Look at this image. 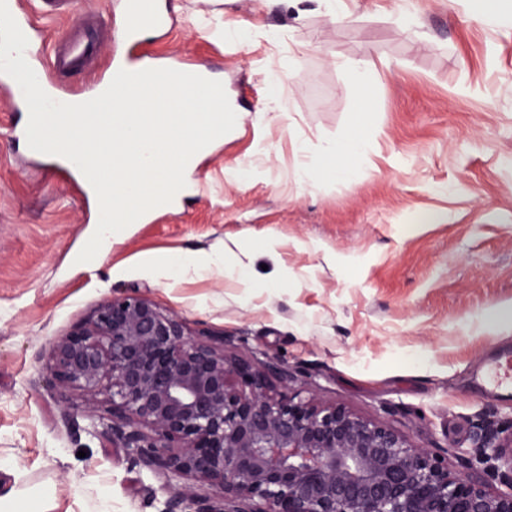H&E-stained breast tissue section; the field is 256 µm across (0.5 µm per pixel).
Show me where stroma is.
<instances>
[{"label": "stroma", "instance_id": "stroma-1", "mask_svg": "<svg viewBox=\"0 0 512 512\" xmlns=\"http://www.w3.org/2000/svg\"><path fill=\"white\" fill-rule=\"evenodd\" d=\"M172 28L143 41L225 79L234 129L197 161L199 193L133 222L92 261L96 230L79 183L14 137L24 107L0 85V480L50 482L60 512H161L174 480L94 433L104 398L51 387L48 343L99 301L136 292L228 358L287 366L304 396L386 423L447 455L512 400L474 383L512 348V23L465 0H168ZM270 34L236 48L217 30ZM360 66L353 81L339 60ZM360 129L347 176L303 183L320 146ZM243 177H236V170ZM436 215L431 224L419 214ZM224 250L226 269L158 277L144 260Z\"/></svg>", "mask_w": 512, "mask_h": 512}]
</instances>
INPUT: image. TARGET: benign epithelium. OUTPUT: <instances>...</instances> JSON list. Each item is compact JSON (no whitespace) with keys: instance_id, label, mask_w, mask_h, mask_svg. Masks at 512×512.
<instances>
[{"instance_id":"obj_1","label":"benign epithelium","mask_w":512,"mask_h":512,"mask_svg":"<svg viewBox=\"0 0 512 512\" xmlns=\"http://www.w3.org/2000/svg\"><path fill=\"white\" fill-rule=\"evenodd\" d=\"M46 372L108 397L103 447L219 489L173 492L162 512H512V433L494 421L452 470L385 423L302 396L287 367L228 358L224 333H195L140 294L105 298L55 337Z\"/></svg>"}]
</instances>
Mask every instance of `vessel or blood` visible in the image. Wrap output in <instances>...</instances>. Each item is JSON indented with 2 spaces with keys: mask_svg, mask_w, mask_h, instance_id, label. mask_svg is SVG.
Masks as SVG:
<instances>
[{
  "mask_svg": "<svg viewBox=\"0 0 512 512\" xmlns=\"http://www.w3.org/2000/svg\"><path fill=\"white\" fill-rule=\"evenodd\" d=\"M7 7L28 39L25 53L34 72H65L91 66L95 51L87 35L71 30L64 40H57L48 30L49 22L65 18L74 0H6ZM94 25L114 26L125 45L124 52L113 54L112 68L144 70L152 68L156 58L142 54L139 39L129 32L140 25L158 30L169 27L161 8L143 11L142 0H125L120 15L97 13ZM482 391L506 398L512 396V351L505 349L491 356L478 378Z\"/></svg>",
  "mask_w": 512,
  "mask_h": 512,
  "instance_id": "vessel-or-blood-1",
  "label": "vessel or blood"
}]
</instances>
